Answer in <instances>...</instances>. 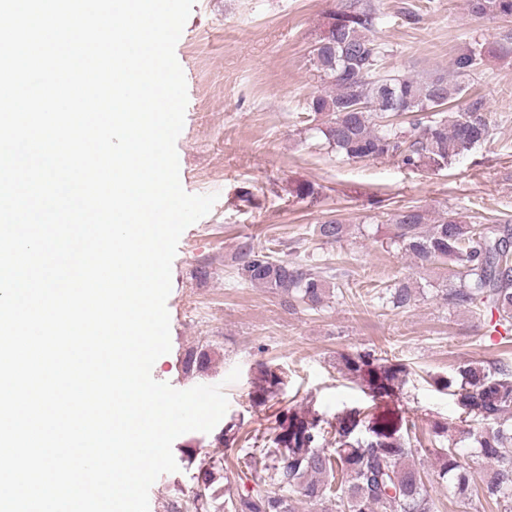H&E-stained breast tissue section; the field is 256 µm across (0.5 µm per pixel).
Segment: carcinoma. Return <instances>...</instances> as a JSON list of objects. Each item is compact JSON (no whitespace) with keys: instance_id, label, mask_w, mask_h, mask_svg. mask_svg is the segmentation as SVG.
I'll return each mask as SVG.
<instances>
[{"instance_id":"obj_1","label":"carcinoma","mask_w":512,"mask_h":512,"mask_svg":"<svg viewBox=\"0 0 512 512\" xmlns=\"http://www.w3.org/2000/svg\"><path fill=\"white\" fill-rule=\"evenodd\" d=\"M477 19H512V0H467ZM335 32L330 45L313 55L317 69L331 89L308 104L309 115L321 119L319 132L329 147L352 160L394 158L402 166L443 168L466 155L493 135L487 102L482 95L463 98L466 81L476 71L483 51L469 46L452 62L451 71L418 77L392 75L384 70L386 50L369 36L374 27L372 6L349 0L333 13ZM464 100L458 114L448 118V105ZM391 240L415 263H442L458 270L459 284L446 299L462 306L496 310L504 322L512 321V228L480 224L456 216L428 222L419 209L406 207L394 215ZM326 243L339 242L346 225L328 220L316 225ZM238 277L279 293L290 307L318 310L329 296L326 277L273 256V250L248 237L237 248ZM413 289L395 287L392 303L408 306ZM208 350L191 352L187 368L209 369ZM342 371L358 383L372 401L393 399L407 383L408 370L371 349L340 357ZM450 392L460 419L475 422L469 431L476 453L489 468L483 494L512 512V370L468 363L455 374L436 380ZM286 385L283 373L259 365L251 400L262 406ZM334 447H325L327 436ZM254 452L249 469L261 472L254 487L235 492L224 476L227 512H295L292 495L314 504L328 503L333 512H435L415 462L424 444L416 424L385 410L372 415L360 407L346 408L328 418L311 409L281 411L254 434L245 437ZM224 459L200 462L194 476L210 496L198 495L196 512H209L208 499L219 498L215 487ZM439 479L458 494L473 491L468 471L459 460L456 443L443 449Z\"/></svg>"}]
</instances>
